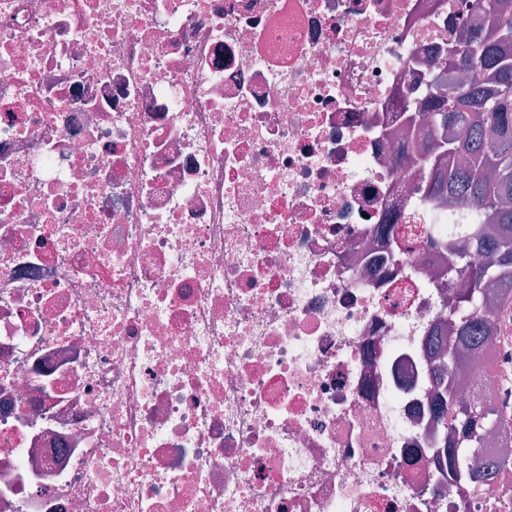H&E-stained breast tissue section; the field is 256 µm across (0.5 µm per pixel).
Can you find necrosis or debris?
I'll list each match as a JSON object with an SVG mask.
<instances>
[{"instance_id":"obj_1","label":"necrosis or debris","mask_w":512,"mask_h":512,"mask_svg":"<svg viewBox=\"0 0 512 512\" xmlns=\"http://www.w3.org/2000/svg\"><path fill=\"white\" fill-rule=\"evenodd\" d=\"M472 2L0 0V512H512L433 418Z\"/></svg>"}]
</instances>
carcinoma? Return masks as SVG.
<instances>
[{
    "mask_svg": "<svg viewBox=\"0 0 512 512\" xmlns=\"http://www.w3.org/2000/svg\"><path fill=\"white\" fill-rule=\"evenodd\" d=\"M482 26L458 33L451 43L448 86L437 89L432 134L455 130L437 143V159L421 174L427 196L444 205H477L481 225L461 246L451 250L456 271L470 285L467 298L484 305V289L498 292L499 302H512V0H475ZM473 70L471 81H454L451 73ZM472 250L488 262L466 261ZM453 348L436 353L440 375L466 371L471 358L485 352L492 330L483 316L459 312L451 325ZM505 421L490 403L437 407V422L447 441L449 467L466 475L468 449Z\"/></svg>",
    "mask_w": 512,
    "mask_h": 512,
    "instance_id": "obj_1",
    "label": "carcinoma"
}]
</instances>
